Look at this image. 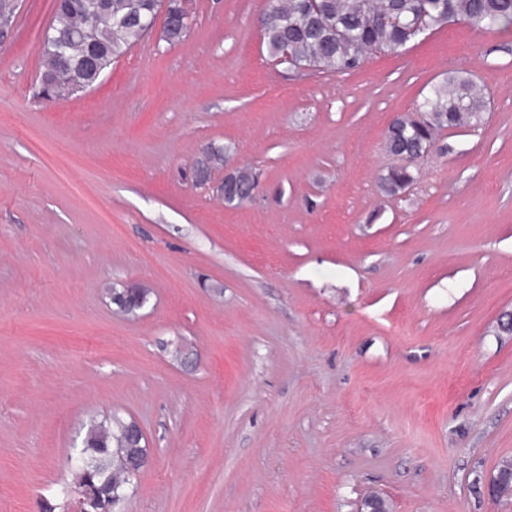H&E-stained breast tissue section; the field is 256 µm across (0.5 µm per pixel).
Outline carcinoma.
<instances>
[{"instance_id":"cac0c4a2","label":"carcinoma","mask_w":512,"mask_h":512,"mask_svg":"<svg viewBox=\"0 0 512 512\" xmlns=\"http://www.w3.org/2000/svg\"><path fill=\"white\" fill-rule=\"evenodd\" d=\"M161 6V0H56L49 28L55 37L76 46L65 62L53 41H44L40 79L49 86L50 98H68L98 85L112 62L146 36L127 18L156 14ZM261 22L274 57L288 55L296 69L350 73L362 67L368 54L397 53L450 23H463L474 31L512 30V0H271ZM186 33L187 27L171 23L163 26L162 39L174 45ZM484 108L481 88L467 75L450 74L431 85L417 107L423 120L402 117L388 127L386 148L407 164L382 177L383 191L397 195L404 190L415 180L417 160L432 149L435 133L476 124ZM223 164L224 149H209L197 162L199 177ZM256 185L251 170H236L224 186V203H246ZM149 296V289L136 284L110 292L112 304L126 316L136 315ZM129 425L114 415L108 422L92 424L85 434L76 482L91 502V512H101L108 493L126 496L138 474L132 462L147 449L133 447Z\"/></svg>"}]
</instances>
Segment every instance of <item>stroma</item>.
Listing matches in <instances>:
<instances>
[{
    "label": "stroma",
    "instance_id": "obj_1",
    "mask_svg": "<svg viewBox=\"0 0 512 512\" xmlns=\"http://www.w3.org/2000/svg\"><path fill=\"white\" fill-rule=\"evenodd\" d=\"M0 38V512H72L91 423H139L121 512H512V31L349 74L272 57L269 0H194L93 90L39 96L55 0ZM460 72L488 107L404 193L394 116ZM226 147L209 185L193 167ZM258 174L247 206L212 188ZM151 290L138 316L113 288Z\"/></svg>",
    "mask_w": 512,
    "mask_h": 512
}]
</instances>
